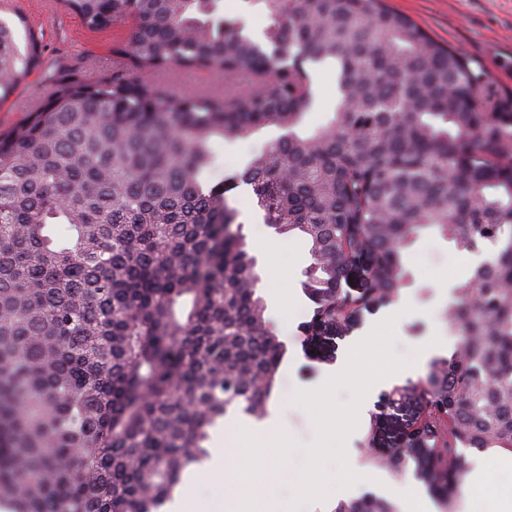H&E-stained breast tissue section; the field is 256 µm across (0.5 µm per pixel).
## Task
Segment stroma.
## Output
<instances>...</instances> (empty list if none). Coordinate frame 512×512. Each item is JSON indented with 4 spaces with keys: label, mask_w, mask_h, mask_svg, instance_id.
<instances>
[{
    "label": "stroma",
    "mask_w": 512,
    "mask_h": 512,
    "mask_svg": "<svg viewBox=\"0 0 512 512\" xmlns=\"http://www.w3.org/2000/svg\"><path fill=\"white\" fill-rule=\"evenodd\" d=\"M394 10L406 14L442 44L462 49L481 62L491 75L494 86L512 88V0H388ZM18 7L27 17L39 42V65L25 83L7 97L0 98V131H9L30 110L43 104L50 90V76L71 73L85 80L119 73L121 66L112 50L125 42L129 27L116 24L101 32L84 28L73 13L56 7L54 0H0V17ZM166 94H232L250 88V78L224 80L210 69L168 70L150 75ZM277 128L269 127L247 140H215L213 150L216 167L210 175L212 183L223 182L242 171L252 156L265 144L278 137ZM232 205L242 212V232L246 235L258 260L261 275L276 272L280 285L261 286L267 313L273 320L286 353L276 376L275 388L268 402L266 421L271 427H283L299 443L291 453L293 469L306 462L305 448L314 442L316 428L311 415L292 401L295 390H312L321 386L328 372L340 361L348 341L364 334L385 315H393L397 304L411 311L399 318L395 355L415 363L417 355L428 359L448 358L456 351L458 331L448 321V307L455 301L456 290L470 275L459 265L458 252L452 243L428 229L406 252V284L396 303L378 308H363L345 326L333 334H312L301 329V314L311 313L314 304L303 284L310 264L309 244L299 235H280L267 228L261 215L243 202L242 193L228 195ZM390 384L375 388L358 417L356 429L348 436L345 449L349 462L360 470H373L376 482L357 485L354 497L367 494L388 500L394 512H402L399 498L388 494V487L398 485L428 495L433 512H471L470 492H455L450 499L434 493L430 484L416 470L413 461H404L401 474L387 467H368L362 457L368 435H375L380 447H394L406 421L414 413L413 406L388 408L384 395ZM380 413L382 424L372 430L371 415Z\"/></svg>",
    "instance_id": "stroma-1"
}]
</instances>
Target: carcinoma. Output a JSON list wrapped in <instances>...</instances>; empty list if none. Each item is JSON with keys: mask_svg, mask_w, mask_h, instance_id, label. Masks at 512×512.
<instances>
[{"mask_svg": "<svg viewBox=\"0 0 512 512\" xmlns=\"http://www.w3.org/2000/svg\"><path fill=\"white\" fill-rule=\"evenodd\" d=\"M220 0H57L92 31L131 25L127 75L62 77L0 135V501L14 512H159L210 456L232 407L260 419L285 347L259 292L227 190L209 181L212 140L274 126L230 188L278 234L310 243L307 330L336 328V288L371 256L379 304L405 254L434 228L459 251L498 247L458 287L455 357L440 410L458 445L512 448V89L436 42L385 0H245L262 38L224 24ZM0 18V90L37 65L39 43ZM333 117L299 132L319 70ZM207 68L264 77L246 94L164 95L137 77ZM65 225V236L45 234ZM362 497L334 512H374Z\"/></svg>", "mask_w": 512, "mask_h": 512, "instance_id": "carcinoma-1", "label": "carcinoma"}]
</instances>
